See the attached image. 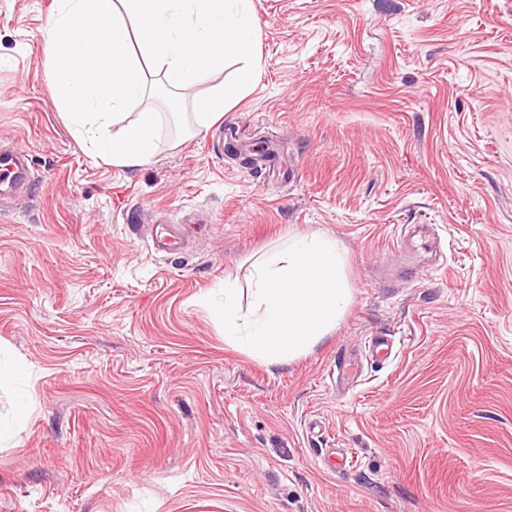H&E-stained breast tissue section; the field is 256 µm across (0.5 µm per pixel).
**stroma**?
<instances>
[{"label": "stroma", "instance_id": "obj_1", "mask_svg": "<svg viewBox=\"0 0 512 512\" xmlns=\"http://www.w3.org/2000/svg\"><path fill=\"white\" fill-rule=\"evenodd\" d=\"M49 4L0 0V140L32 161L0 207V361L28 371L0 512H512V0H253L249 93L195 136L175 115L224 74L160 92L137 168L65 126ZM419 226L435 260L394 246ZM305 235L350 297L274 371L208 300L249 307L253 261Z\"/></svg>", "mask_w": 512, "mask_h": 512}]
</instances>
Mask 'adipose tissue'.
Returning a JSON list of instances; mask_svg holds the SVG:
<instances>
[{
    "instance_id": "obj_1",
    "label": "adipose tissue",
    "mask_w": 512,
    "mask_h": 512,
    "mask_svg": "<svg viewBox=\"0 0 512 512\" xmlns=\"http://www.w3.org/2000/svg\"><path fill=\"white\" fill-rule=\"evenodd\" d=\"M46 40L70 131L130 168L159 146L161 114L145 103L152 77L184 89L235 64L233 79L192 101V129L202 134L260 67L252 0H51Z\"/></svg>"
}]
</instances>
